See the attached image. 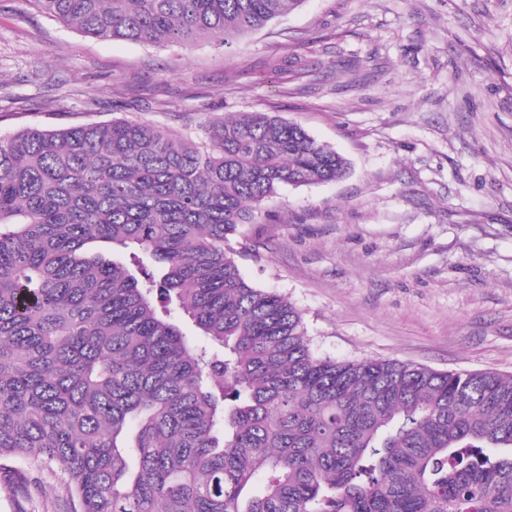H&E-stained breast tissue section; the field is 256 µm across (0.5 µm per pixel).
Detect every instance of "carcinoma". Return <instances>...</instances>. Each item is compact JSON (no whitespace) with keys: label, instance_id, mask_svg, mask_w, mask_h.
<instances>
[{"label":"carcinoma","instance_id":"carcinoma-1","mask_svg":"<svg viewBox=\"0 0 512 512\" xmlns=\"http://www.w3.org/2000/svg\"><path fill=\"white\" fill-rule=\"evenodd\" d=\"M96 39L228 46L303 0H26ZM0 137V460L73 512H512V375L316 355L230 245L348 160L298 123ZM194 327L185 331L183 319Z\"/></svg>","mask_w":512,"mask_h":512}]
</instances>
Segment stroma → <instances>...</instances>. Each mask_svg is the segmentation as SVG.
Wrapping results in <instances>:
<instances>
[{
  "label": "stroma",
  "instance_id": "35a3bbf8",
  "mask_svg": "<svg viewBox=\"0 0 512 512\" xmlns=\"http://www.w3.org/2000/svg\"><path fill=\"white\" fill-rule=\"evenodd\" d=\"M267 112L348 158L233 246L314 352L512 374V0H304L232 46L96 40L0 0V136L130 118L199 135ZM0 512H71L57 469H0Z\"/></svg>",
  "mask_w": 512,
  "mask_h": 512
}]
</instances>
